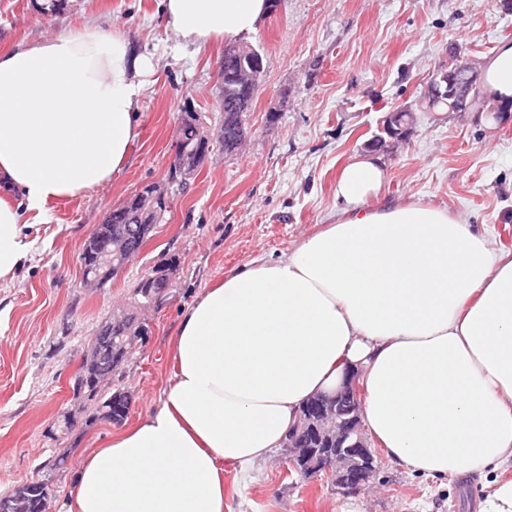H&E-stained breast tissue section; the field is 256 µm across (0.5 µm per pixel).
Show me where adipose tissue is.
Returning a JSON list of instances; mask_svg holds the SVG:
<instances>
[{"label": "adipose tissue", "mask_w": 512, "mask_h": 512, "mask_svg": "<svg viewBox=\"0 0 512 512\" xmlns=\"http://www.w3.org/2000/svg\"><path fill=\"white\" fill-rule=\"evenodd\" d=\"M187 46L253 33L267 0H161ZM151 62L89 24L0 51V283L32 259L21 210L111 181L140 135ZM512 98V43L483 72ZM386 168L345 165L333 219L276 260L225 273L184 309L157 406L73 473L58 512H230L224 466L281 448L345 363L363 424L395 464L450 479L512 464V256L447 208L381 197Z\"/></svg>", "instance_id": "obj_1"}]
</instances>
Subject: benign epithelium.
I'll return each instance as SVG.
<instances>
[{"instance_id": "benign-epithelium-1", "label": "benign epithelium", "mask_w": 512, "mask_h": 512, "mask_svg": "<svg viewBox=\"0 0 512 512\" xmlns=\"http://www.w3.org/2000/svg\"><path fill=\"white\" fill-rule=\"evenodd\" d=\"M231 51L250 64V67L241 71L238 79L252 85L258 84L263 72V66L253 64L258 50L252 45H242L231 47ZM474 80L475 74L468 66L458 68L451 80L448 79V73H439L431 81L433 94L440 97L448 93V84L451 83L457 106L465 110ZM183 126L181 122L176 128L171 166L178 168L187 180L193 177L200 160L207 157L203 148L211 145L213 135L204 124L194 126L197 147L190 150L182 139ZM168 194L169 187L164 184H145L125 199L124 209L134 213L138 223L143 224L147 221V205L167 201ZM124 240V235L115 234V243H107L101 253L102 262L113 273L120 272L130 257ZM145 279L149 285L147 297L150 304L154 305L165 295L169 274L155 270L146 275ZM126 324L125 312H113L112 318L89 342V354H96L97 347L112 336V330H123ZM361 409L358 369L350 363L345 368L342 386L336 393L318 396L305 405L303 417L288 433V461L308 477L325 473L343 490L359 489L372 483L377 474L375 451L365 434L360 417Z\"/></svg>"}]
</instances>
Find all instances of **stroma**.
Returning a JSON list of instances; mask_svg holds the SVG:
<instances>
[{"label":"stroma","instance_id":"stroma-1","mask_svg":"<svg viewBox=\"0 0 512 512\" xmlns=\"http://www.w3.org/2000/svg\"><path fill=\"white\" fill-rule=\"evenodd\" d=\"M43 5L0 0V49L94 23L120 28L152 72L122 170L88 194L48 204L41 217L23 216L37 223L33 259L0 288V495L45 477L60 498L82 457L114 429L100 409L112 390L130 395L128 422L154 409L173 372L181 311L225 272L278 258L326 223L340 206L336 174L354 158L372 154L386 165L387 200L448 208L512 253V118L420 112L406 140L369 145L386 113L425 96L449 59L480 70L512 42V0H279L246 38L265 68L244 146L214 147L125 270L104 287L87 286L85 243L141 184L167 182L184 107L218 129L225 45L184 46L166 28L160 0H68L53 15ZM168 262L167 302L135 309V284ZM118 308L135 309L144 333L118 378L91 399L74 379L89 340ZM60 456L64 465L40 471ZM224 488L232 512H338L352 499L364 512H479L487 493L479 474L441 482L385 456L371 486L343 492L291 471L282 448L245 472L225 465Z\"/></svg>","mask_w":512,"mask_h":512}]
</instances>
